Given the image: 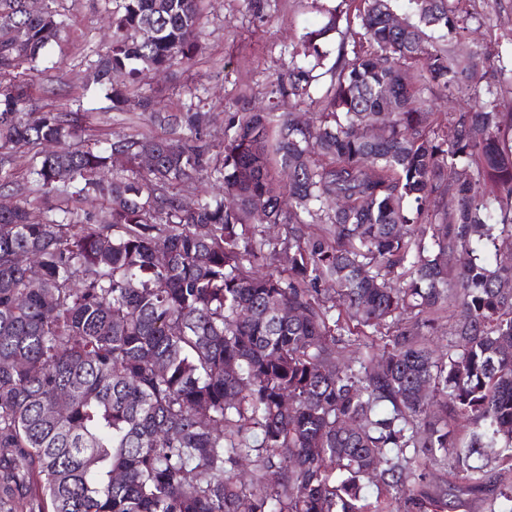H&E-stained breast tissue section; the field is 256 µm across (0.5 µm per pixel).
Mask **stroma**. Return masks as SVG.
<instances>
[{
  "label": "stroma",
  "mask_w": 512,
  "mask_h": 512,
  "mask_svg": "<svg viewBox=\"0 0 512 512\" xmlns=\"http://www.w3.org/2000/svg\"><path fill=\"white\" fill-rule=\"evenodd\" d=\"M341 0H201L198 30L200 51L188 64L170 71L144 75L138 94L164 96L171 112H204L209 123L201 133V143L209 156L220 154L224 146V121L229 113L245 104L264 102L278 80L287 78L290 52L304 27L321 23L329 8ZM67 26L58 44L53 45L39 71L18 69L14 77L30 85L31 104L36 111L79 110L81 142L103 144L117 137L150 134L168 138L186 136V129L171 131L166 124L151 122L141 110H111L104 92L85 87L86 69L105 53L107 15L112 0H58ZM478 24L472 25L468 39L487 45L496 55L494 76L502 86L512 85V0H476ZM33 153L15 152L12 181L0 189V201H26L35 216H44L48 201L30 183Z\"/></svg>",
  "instance_id": "obj_1"
}]
</instances>
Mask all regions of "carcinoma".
<instances>
[{
	"mask_svg": "<svg viewBox=\"0 0 512 512\" xmlns=\"http://www.w3.org/2000/svg\"><path fill=\"white\" fill-rule=\"evenodd\" d=\"M54 2L0 0L1 74L37 69L64 29ZM396 2L359 0L364 44L340 42L311 121L282 101L345 37L335 8L292 48L293 80L228 118L216 160L202 113L148 97L190 136L39 156V191L95 212L0 208V512H445L448 488L410 464L449 456L454 490L512 503V104L485 83L487 49L451 50L471 0H404L394 25ZM113 3L91 82L121 111L113 75L192 60L199 0ZM457 94L450 135L433 107ZM27 96L0 87L6 184L8 149L81 133L75 112L22 111ZM202 172L218 190L184 203ZM449 308L462 348L437 357L421 328ZM354 335L376 364L342 358ZM484 448L492 464L470 465Z\"/></svg>",
	"mask_w": 512,
	"mask_h": 512,
	"instance_id": "cac0c4a2",
	"label": "carcinoma"
}]
</instances>
